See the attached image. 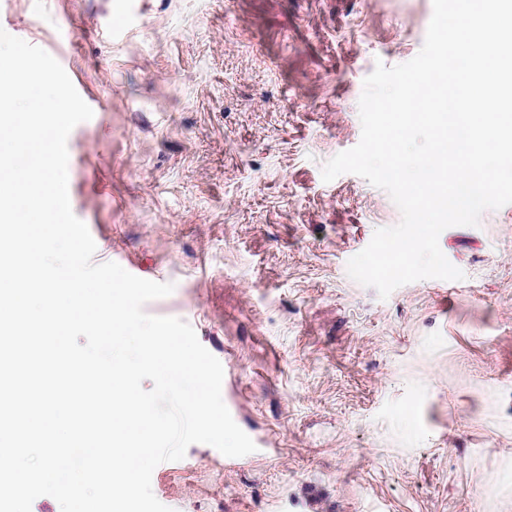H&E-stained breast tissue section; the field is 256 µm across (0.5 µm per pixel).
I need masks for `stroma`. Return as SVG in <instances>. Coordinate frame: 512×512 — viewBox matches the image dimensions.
I'll return each mask as SVG.
<instances>
[{
	"label": "stroma",
	"instance_id": "1",
	"mask_svg": "<svg viewBox=\"0 0 512 512\" xmlns=\"http://www.w3.org/2000/svg\"><path fill=\"white\" fill-rule=\"evenodd\" d=\"M125 24L110 26L114 8ZM432 0H0V28L92 108L67 141L94 262L174 284L257 453L157 466L174 512H512V204L439 246L465 277L388 299L348 260L399 223L321 168L361 137L376 62L421 49Z\"/></svg>",
	"mask_w": 512,
	"mask_h": 512
}]
</instances>
